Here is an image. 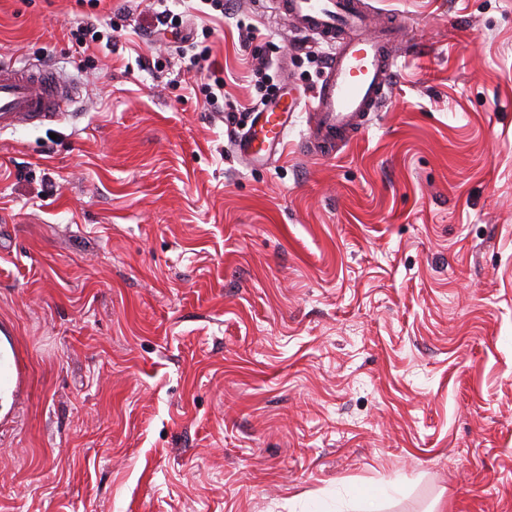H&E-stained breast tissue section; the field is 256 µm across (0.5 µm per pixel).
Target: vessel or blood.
Segmentation results:
<instances>
[{
  "label": "vessel or blood",
  "mask_w": 512,
  "mask_h": 512,
  "mask_svg": "<svg viewBox=\"0 0 512 512\" xmlns=\"http://www.w3.org/2000/svg\"><path fill=\"white\" fill-rule=\"evenodd\" d=\"M276 13L298 32L335 46L314 91L305 97L285 92L255 112L233 142L236 156L254 164L275 156L296 113L306 115L304 148L328 156L365 127L370 113L386 102L395 77L393 51L401 30L384 26L378 36L362 31L372 15L364 0H275ZM77 94L64 74L0 58V130L33 120L51 121ZM24 369L17 355L0 349V392L20 397Z\"/></svg>",
  "instance_id": "1"
}]
</instances>
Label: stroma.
Here are the masks:
<instances>
[{
    "mask_svg": "<svg viewBox=\"0 0 512 512\" xmlns=\"http://www.w3.org/2000/svg\"><path fill=\"white\" fill-rule=\"evenodd\" d=\"M367 2L412 46L385 106L245 165L253 56L304 92L332 52L271 0L168 2L232 122L151 0H0V55L78 87L0 132V512H512V0ZM6 345L0 350V391L4 394L9 392L17 400H21L23 389L24 369L20 358L15 355Z\"/></svg>",
    "mask_w": 512,
    "mask_h": 512,
    "instance_id": "35a3bbf8",
    "label": "stroma"
}]
</instances>
